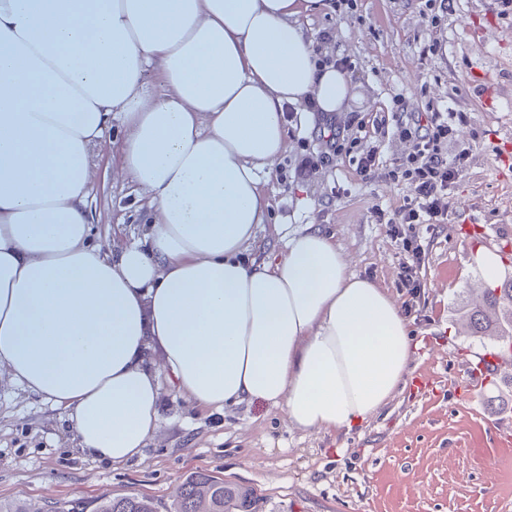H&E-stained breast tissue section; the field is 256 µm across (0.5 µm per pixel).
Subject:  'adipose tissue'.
<instances>
[{
	"label": "adipose tissue",
	"mask_w": 512,
	"mask_h": 512,
	"mask_svg": "<svg viewBox=\"0 0 512 512\" xmlns=\"http://www.w3.org/2000/svg\"><path fill=\"white\" fill-rule=\"evenodd\" d=\"M323 0H0V370L67 413L86 455L141 458L160 373L215 411L262 400L351 430L405 383V318L335 237L294 230L247 258L287 147L286 106L340 111L301 16ZM162 88L147 89L150 69ZM121 171L150 197L144 240L90 247L91 152L113 114ZM162 350L161 365L148 353Z\"/></svg>",
	"instance_id": "ef3b65f1"
}]
</instances>
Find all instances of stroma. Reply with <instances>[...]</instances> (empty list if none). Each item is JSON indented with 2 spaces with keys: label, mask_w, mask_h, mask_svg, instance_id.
<instances>
[{
  "label": "stroma",
  "mask_w": 512,
  "mask_h": 512,
  "mask_svg": "<svg viewBox=\"0 0 512 512\" xmlns=\"http://www.w3.org/2000/svg\"><path fill=\"white\" fill-rule=\"evenodd\" d=\"M302 23L311 37L328 34L325 52L354 63L336 124L347 127L354 112L383 124V161L405 152L392 134L396 95L424 119L434 105L467 113L458 140L480 134L447 223L407 229L421 244L413 291L399 283L401 247L373 218L402 204L404 184L361 181L345 153L305 179L275 168L261 182L270 209L256 250L283 254L289 231L315 225L334 234L352 273L398 301L414 347L404 386L360 426L329 434L299 429L261 401L202 408L163 375L158 432L143 460L116 466L81 453L64 409L1 372L0 500L88 512L91 502L137 494L169 512L183 479L205 471L254 488L265 512H512V436L487 425L512 418V376L474 387L470 364L495 345L461 326L482 281L477 252L512 240V15H500L494 0H459L436 26L424 0H356L348 13L327 8ZM432 43L440 51L429 57ZM324 128L321 113H301L288 126L282 165L318 147ZM125 137L113 118L92 151L89 244L111 254L142 238L153 214L143 190L118 173Z\"/></svg>",
  "instance_id": "1"
}]
</instances>
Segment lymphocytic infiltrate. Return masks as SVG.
Here are the masks:
<instances>
[{"mask_svg": "<svg viewBox=\"0 0 512 512\" xmlns=\"http://www.w3.org/2000/svg\"><path fill=\"white\" fill-rule=\"evenodd\" d=\"M465 122V113L449 107L432 109L431 119L426 124L412 117L397 118L395 133L406 146L404 156L392 162L384 172L379 169L378 146L366 148L355 159L362 181H371L382 173L390 180L401 179L408 185L402 205L390 212L380 209L375 212L378 223L388 225L392 236L400 240L409 256L400 273L402 287H417L415 274L421 251L413 239L403 235L401 228L406 224L447 223V199L466 174L473 144L456 142V152L452 155L447 154L446 149L449 141H455L458 126Z\"/></svg>", "mask_w": 512, "mask_h": 512, "instance_id": "f902f5d3", "label": "lymphocytic infiltrate"}]
</instances>
